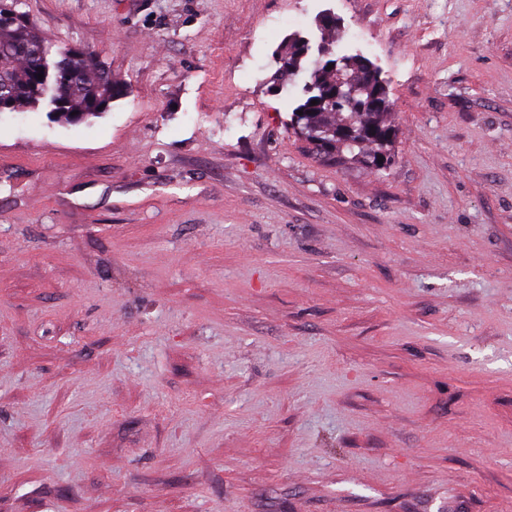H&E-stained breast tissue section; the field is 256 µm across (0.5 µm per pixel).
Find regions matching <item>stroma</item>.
<instances>
[{"instance_id":"obj_1","label":"stroma","mask_w":512,"mask_h":512,"mask_svg":"<svg viewBox=\"0 0 512 512\" xmlns=\"http://www.w3.org/2000/svg\"><path fill=\"white\" fill-rule=\"evenodd\" d=\"M20 9L128 91L0 114V512H512V0ZM294 35L384 168L290 127ZM308 54L306 42L300 37H290L281 50L280 60L288 76H295L304 70L303 62ZM338 71L343 77L353 78L351 83L342 88L343 97L348 101L336 102V73L313 62L307 90L310 95L292 113L293 128L324 152L338 154L344 151L353 154L356 148L360 150L361 142L338 138L337 126L346 124L356 131L367 126L386 130L389 132L388 137L373 143L378 148L376 155L381 154L387 163L389 156L383 151L391 142V128L386 123L384 110L387 94L382 81L370 70L368 63L357 58H342L338 62ZM313 100L317 104L312 105ZM366 100L380 102L382 109L378 112H358L356 105ZM297 111H302V115H298Z\"/></svg>"}]
</instances>
